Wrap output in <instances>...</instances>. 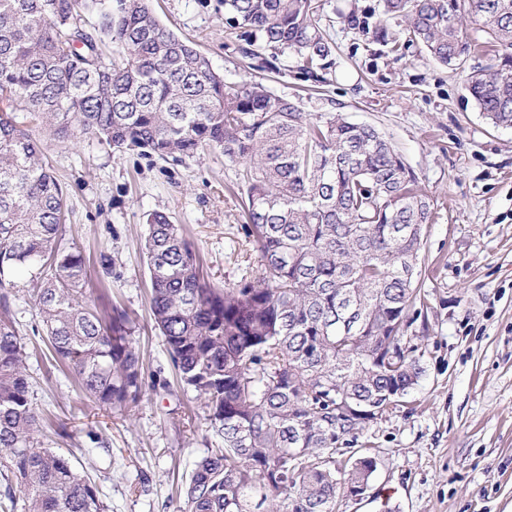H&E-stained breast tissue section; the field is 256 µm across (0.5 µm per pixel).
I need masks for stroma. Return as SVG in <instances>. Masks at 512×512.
I'll return each mask as SVG.
<instances>
[{
	"label": "stroma",
	"instance_id": "obj_1",
	"mask_svg": "<svg viewBox=\"0 0 512 512\" xmlns=\"http://www.w3.org/2000/svg\"><path fill=\"white\" fill-rule=\"evenodd\" d=\"M336 50L326 82L292 56L275 71L251 68L225 30L219 0H150L168 29L189 39L225 81L262 82L298 100L311 118L340 112L373 126L433 200L424 231L407 341L422 374L416 388L372 422L356 445L377 462L365 493L338 512H512V129L494 127L454 71L390 31L376 42L383 0H318ZM18 126L61 181L65 244L91 258L89 303L126 309L151 387L130 416L88 401L71 373L46 359L35 299L19 281L16 326L29 352L32 402L45 447L72 458L96 482L108 512H177L195 462L214 442L201 410L179 390L151 320V286L139 241L148 216L183 225L215 284L258 277L234 168L220 151L185 163L122 153L96 140L47 134L26 112ZM112 258L103 274L95 259ZM96 432L100 443L90 441Z\"/></svg>",
	"mask_w": 512,
	"mask_h": 512
}]
</instances>
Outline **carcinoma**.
<instances>
[{
  "label": "carcinoma",
  "instance_id": "cac0c4a2",
  "mask_svg": "<svg viewBox=\"0 0 512 512\" xmlns=\"http://www.w3.org/2000/svg\"><path fill=\"white\" fill-rule=\"evenodd\" d=\"M242 53L270 67L294 54L311 75L333 47L314 0H223ZM496 43V63L465 89L495 127L512 129V0H467ZM97 17L94 32L82 16ZM387 21L442 65L471 50L461 0H384ZM112 41L108 58L103 39ZM59 137L119 152L186 160L219 149L234 167L261 274L232 288L204 275L194 244L161 213L141 251L154 327L181 388L220 438L185 482L179 512H336L368 483L372 461L336 465L355 436L346 405L385 413L387 393L422 374L411 355L384 367L404 338L429 196L372 126L342 113L312 121L258 82L228 83L148 0H0V512H106L98 486L42 446L27 349L14 319L25 271L52 359L94 403L129 412L142 400L143 357L127 310L83 301L81 251L62 243L65 194L17 109Z\"/></svg>",
  "mask_w": 512,
  "mask_h": 512
}]
</instances>
